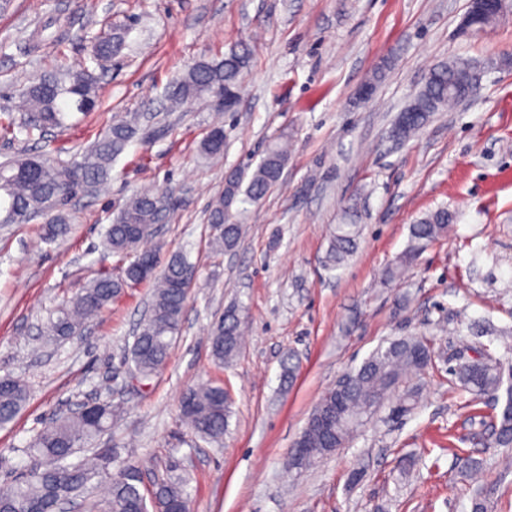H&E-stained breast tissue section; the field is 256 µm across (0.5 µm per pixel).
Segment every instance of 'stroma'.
Instances as JSON below:
<instances>
[{
    "label": "stroma",
    "mask_w": 512,
    "mask_h": 512,
    "mask_svg": "<svg viewBox=\"0 0 512 512\" xmlns=\"http://www.w3.org/2000/svg\"><path fill=\"white\" fill-rule=\"evenodd\" d=\"M468 0H10L0 9V113L59 57L89 61L102 24L127 29L125 47L100 68L97 107L71 129L0 139V162L20 154H78L113 121L141 114V127L96 192L64 206L65 236L43 240L41 220L0 226V376L25 381L30 400L0 428V487L36 460L25 448L52 416L77 402L119 405L93 442L137 465L147 487L187 481L193 512H470L482 490L488 512H512V448L497 446L453 374L478 354L512 371V9L482 31L461 33ZM39 47L26 53L28 39ZM250 51L235 111L205 99L163 106L172 79L203 58ZM481 66L472 99L433 115L410 139H393L399 112L437 63ZM376 79L373 95L358 88ZM224 127V154L205 160L200 141ZM290 144L280 185L253 207L235 251L213 255L208 209L226 178L255 168L278 138ZM174 191L179 208L150 249L197 262L179 337L166 366L131 377L126 359L149 300L125 289L81 336L47 343L38 325L97 272L119 273L104 233L142 191ZM445 206L457 219L387 281L409 228ZM356 209L362 235L341 268L324 266L329 234ZM243 305L239 355L216 365L209 336L225 308ZM429 339L435 363L404 376L412 410L384 403L355 436L309 468L283 461L322 394L381 343ZM298 368L280 381L284 360ZM218 382L233 395L223 439L195 435L180 418L184 391ZM488 463L462 478L458 458Z\"/></svg>",
    "instance_id": "1"
}]
</instances>
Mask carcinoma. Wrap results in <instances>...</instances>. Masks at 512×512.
Here are the masks:
<instances>
[{
    "mask_svg": "<svg viewBox=\"0 0 512 512\" xmlns=\"http://www.w3.org/2000/svg\"><path fill=\"white\" fill-rule=\"evenodd\" d=\"M124 44L123 33L106 25L91 42L93 60L100 63L116 55ZM249 54L230 50L220 58L202 59L170 82L167 101L184 107L202 97H212L218 89L231 98H240ZM478 83L471 66L463 61L435 65L418 93L398 116L394 127L399 138L426 124L436 112H443L454 100L448 86L462 89ZM100 76L87 67L68 68L49 74L24 87L19 111L0 113V134H13L20 128L31 136L52 128L66 126L72 110L91 111L98 99ZM134 121L119 119L80 153V159L49 160L39 155H19L0 164V224H25L44 216V238L54 239L67 232V217L61 205L65 192L74 194L95 190L106 181L112 161L136 136ZM201 156L215 158L224 153V128L215 126L199 145ZM288 162L287 147L270 145L251 173L229 177L223 193L210 205V243L217 252L231 251L242 238L243 219L249 207L260 203L280 181ZM177 202L172 193H138L125 203L106 230L104 245L121 258L135 260L118 278L108 273L96 275L81 291L50 311L43 336L57 340L82 331L95 321L126 288L154 282L149 310L140 322L130 350L137 373L149 377L161 370L181 330L188 293L174 287L177 278L195 272V265L184 254H174L162 272L146 270L137 259L159 263L155 251L140 250L142 242L152 237L157 224L170 215ZM452 214L438 208L410 225L406 250L387 268L386 277L393 281L430 243L448 235ZM361 225L351 221L337 224L329 237L327 265L341 267L358 247ZM244 317L242 310L231 306L224 311L210 337L211 354L220 364L233 360L242 348ZM433 353L427 343L414 336L392 339L379 346L363 363L347 372L349 388L341 403L329 388L314 408L307 425L296 441L297 448H311L314 459L328 456L347 443L372 414L374 404L389 399L402 376L425 371L432 365ZM462 386L477 397L505 393L500 415L494 417L495 442L512 446V378L504 380L499 367L486 359H476L454 370ZM29 389L24 381L12 376L0 378V425L16 418L26 407ZM233 400L224 385L216 382L187 389L181 398L182 421L199 436L219 440L229 426ZM112 428V401H102L82 412H63L35 432L27 450L34 452L40 464L29 469L11 485L0 488V512H56L86 489L95 477L108 480L107 497L90 505V512H191L185 481L171 478L149 491L145 489L138 467L120 463L112 466L108 449L95 448L92 456L76 462L72 457L100 434ZM460 474L472 477L483 470V462L470 455L459 458Z\"/></svg>",
    "mask_w": 512,
    "mask_h": 512,
    "instance_id": "1",
    "label": "carcinoma"
}]
</instances>
